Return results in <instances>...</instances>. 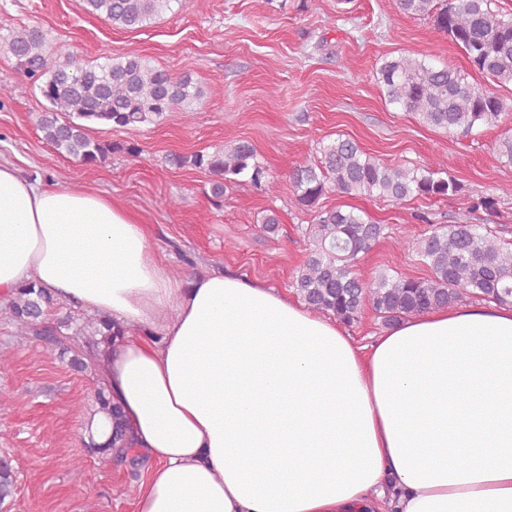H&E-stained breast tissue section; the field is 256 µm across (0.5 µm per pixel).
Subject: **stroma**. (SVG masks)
<instances>
[{"label": "stroma", "mask_w": 512, "mask_h": 512, "mask_svg": "<svg viewBox=\"0 0 512 512\" xmlns=\"http://www.w3.org/2000/svg\"><path fill=\"white\" fill-rule=\"evenodd\" d=\"M40 27L48 48L69 44L90 63L135 55L172 75H190L204 90L193 112L175 107L157 123L90 129L115 145L105 163L89 169L58 154L42 138L38 119L47 103L0 48V162L51 186L105 195L143 224L163 271L175 278L232 272L295 297L291 282L306 256L296 228L312 220L295 201L288 174L314 156L319 143L343 137L389 165L444 160L449 178L465 190L458 199L400 203L328 192L322 206L358 208L392 233L358 265L369 277L386 269L428 276L400 236L420 235L429 223H488L467 201H497L501 235L512 242V168L500 165L495 143L512 120L482 125L469 135L448 134L386 103L376 69L413 52L468 72L484 84L448 37L427 18L399 11L396 0H176L152 25L127 30L89 15L83 0H0V40ZM246 140L253 144L278 191L262 196L250 185L229 188L223 206L206 190L210 175L166 165L187 155ZM142 153H125L128 145ZM276 213L279 229L263 232ZM16 325L0 320V458L15 475L12 497L0 512H136L149 464H118L89 453L82 438L103 379L101 364L72 370L59 349L32 356Z\"/></svg>", "instance_id": "35a3bbf8"}]
</instances>
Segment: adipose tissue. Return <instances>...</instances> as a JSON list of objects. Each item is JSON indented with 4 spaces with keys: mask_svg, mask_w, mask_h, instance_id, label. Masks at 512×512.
Returning a JSON list of instances; mask_svg holds the SVG:
<instances>
[{
    "mask_svg": "<svg viewBox=\"0 0 512 512\" xmlns=\"http://www.w3.org/2000/svg\"><path fill=\"white\" fill-rule=\"evenodd\" d=\"M37 283L125 328L104 380L150 463L137 512H512V307L364 349L267 284L166 276L98 193L0 164V300Z\"/></svg>",
    "mask_w": 512,
    "mask_h": 512,
    "instance_id": "ef3b65f1",
    "label": "adipose tissue"
}]
</instances>
